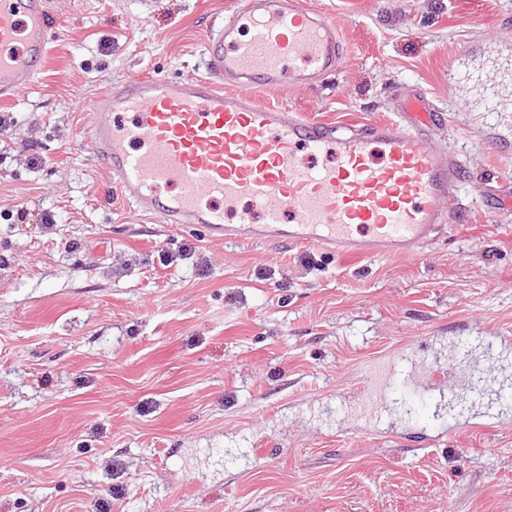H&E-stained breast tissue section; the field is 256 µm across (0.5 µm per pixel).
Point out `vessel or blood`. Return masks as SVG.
I'll return each instance as SVG.
<instances>
[{
	"label": "vessel or blood",
	"instance_id": "b4317fda",
	"mask_svg": "<svg viewBox=\"0 0 512 512\" xmlns=\"http://www.w3.org/2000/svg\"><path fill=\"white\" fill-rule=\"evenodd\" d=\"M46 0H0V102L30 84L48 54ZM342 56L335 25L302 0H234L206 44V76L173 83L136 78L111 88L90 134L136 214L192 224L210 238L312 245L341 258L415 256L447 215L441 199L464 173L427 141L439 113L423 95L396 118L345 127L262 104L257 89L313 85ZM465 85L485 109L512 96V55L465 65ZM180 190L161 194L169 180ZM445 372L420 385L449 416L506 400L501 381Z\"/></svg>",
	"mask_w": 512,
	"mask_h": 512
}]
</instances>
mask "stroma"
<instances>
[{
    "label": "stroma",
    "mask_w": 512,
    "mask_h": 512,
    "mask_svg": "<svg viewBox=\"0 0 512 512\" xmlns=\"http://www.w3.org/2000/svg\"><path fill=\"white\" fill-rule=\"evenodd\" d=\"M230 2L47 0V62L0 104V512H512V404L448 434L385 358L512 357V98L474 107L459 61L512 36V0H305L341 65L258 98L342 125L423 93L466 172L418 257L362 260L132 217L97 155L108 91L204 75Z\"/></svg>",
    "instance_id": "35a3bbf8"
}]
</instances>
